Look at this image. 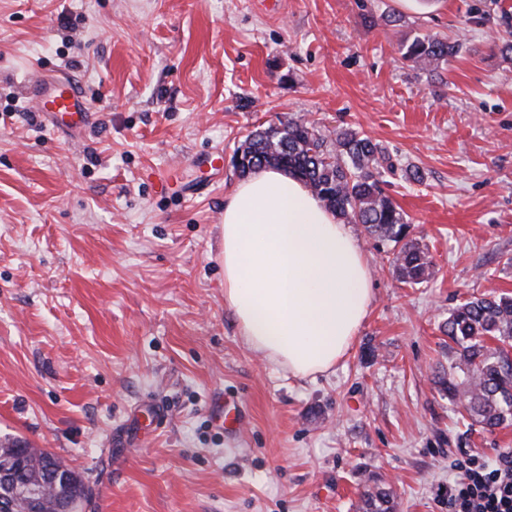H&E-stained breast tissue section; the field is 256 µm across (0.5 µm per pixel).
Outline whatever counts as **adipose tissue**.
Listing matches in <instances>:
<instances>
[{
	"mask_svg": "<svg viewBox=\"0 0 512 512\" xmlns=\"http://www.w3.org/2000/svg\"><path fill=\"white\" fill-rule=\"evenodd\" d=\"M224 302L245 344L313 379L350 351L371 303L366 258L300 180L262 168L224 204Z\"/></svg>",
	"mask_w": 512,
	"mask_h": 512,
	"instance_id": "adipose-tissue-1",
	"label": "adipose tissue"
}]
</instances>
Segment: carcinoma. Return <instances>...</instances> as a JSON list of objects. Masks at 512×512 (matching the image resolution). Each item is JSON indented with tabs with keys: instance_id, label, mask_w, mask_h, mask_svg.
I'll return each mask as SVG.
<instances>
[{
	"instance_id": "carcinoma-1",
	"label": "carcinoma",
	"mask_w": 512,
	"mask_h": 512,
	"mask_svg": "<svg viewBox=\"0 0 512 512\" xmlns=\"http://www.w3.org/2000/svg\"><path fill=\"white\" fill-rule=\"evenodd\" d=\"M462 44L433 36L416 37L400 49L402 58L422 70L434 71L458 55ZM244 162L236 166L245 177L262 166L283 168L308 185L345 224L389 246L388 262L399 282L415 286L429 280L427 245L412 237L406 214L385 191L382 174L393 170L390 156L371 138L344 129L329 141L314 124L289 118L249 135L238 147ZM455 344L448 376L436 381L438 392L485 429L512 425V296L472 297L451 311L443 326ZM22 465L36 486L45 478L42 467L60 470L39 512H57L60 501L84 512L90 490L81 475L54 453L18 440L0 443V465ZM363 492L361 512H394L393 497L378 480Z\"/></svg>"
}]
</instances>
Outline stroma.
I'll list each match as a JSON object with an SVG mask.
<instances>
[{
    "label": "stroma",
    "instance_id": "obj_1",
    "mask_svg": "<svg viewBox=\"0 0 512 512\" xmlns=\"http://www.w3.org/2000/svg\"><path fill=\"white\" fill-rule=\"evenodd\" d=\"M423 35L463 49L420 70ZM509 36L512 0H0V439L79 472L85 512H358L371 473L448 512L455 462L512 453L434 384L450 311L512 295ZM58 77L88 123L31 108ZM288 118L377 142L432 260L401 284L353 226L370 312L313 381L244 344L219 258L234 150Z\"/></svg>",
    "mask_w": 512,
    "mask_h": 512
}]
</instances>
